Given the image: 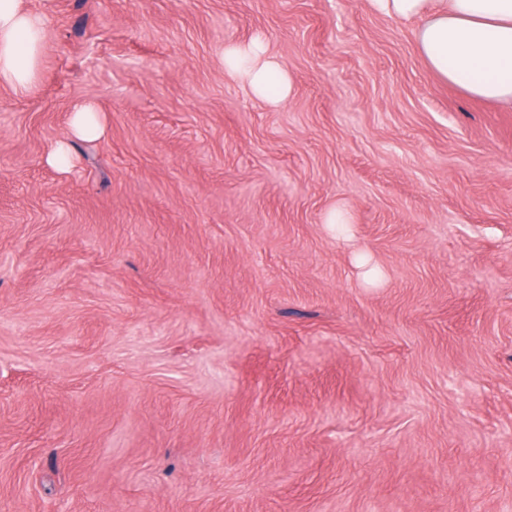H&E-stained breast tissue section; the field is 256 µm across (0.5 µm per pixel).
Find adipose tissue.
<instances>
[{
  "mask_svg": "<svg viewBox=\"0 0 512 512\" xmlns=\"http://www.w3.org/2000/svg\"><path fill=\"white\" fill-rule=\"evenodd\" d=\"M398 19L422 18L416 42L430 69L469 95L512 106V0H372ZM45 40L41 15L25 0H0V87L25 94L35 81ZM227 70L272 102L291 92V78L261 44L225 50Z\"/></svg>",
  "mask_w": 512,
  "mask_h": 512,
  "instance_id": "obj_1",
  "label": "adipose tissue"
}]
</instances>
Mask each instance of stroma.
<instances>
[{"instance_id": "35a3bbf8", "label": "stroma", "mask_w": 512, "mask_h": 512, "mask_svg": "<svg viewBox=\"0 0 512 512\" xmlns=\"http://www.w3.org/2000/svg\"><path fill=\"white\" fill-rule=\"evenodd\" d=\"M50 7L0 89V512H512V106L370 0ZM227 70L246 83L258 96L280 102L291 92V78L280 65L265 55L261 44L233 46L224 51ZM71 132L78 139L99 137L104 133V126L92 106L82 105L73 113Z\"/></svg>"}]
</instances>
